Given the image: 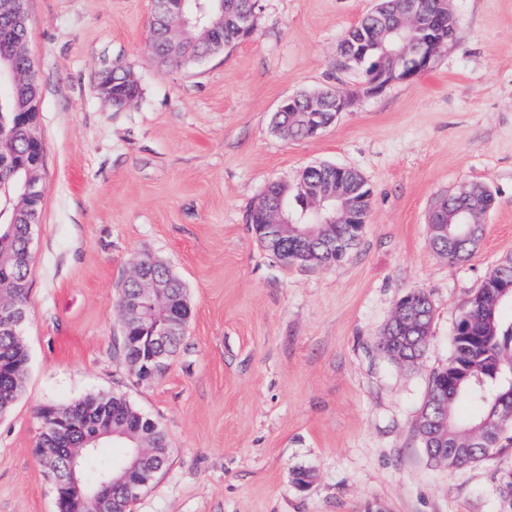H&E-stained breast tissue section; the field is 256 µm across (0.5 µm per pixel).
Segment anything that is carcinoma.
Returning <instances> with one entry per match:
<instances>
[{
  "label": "carcinoma",
  "mask_w": 512,
  "mask_h": 512,
  "mask_svg": "<svg viewBox=\"0 0 512 512\" xmlns=\"http://www.w3.org/2000/svg\"><path fill=\"white\" fill-rule=\"evenodd\" d=\"M13 2L16 5L14 12L0 7L2 61L14 55L17 41L27 39L28 19L21 17L26 12V0ZM410 4L411 0H390L386 12L379 14L372 10L367 13L349 30L352 44L360 43L368 28L374 25H395L407 13ZM255 7L256 0H164L166 19L154 14L150 20L152 59L160 67L179 68L223 51L246 38L249 33L247 24ZM16 65L29 71L32 79L0 97V159L13 155L21 162L34 150L29 145L26 128L16 122V109L24 96H39L40 82L32 60L18 59ZM108 94L112 96V106L121 109L138 99L141 89L124 67L116 64L112 66ZM334 116L335 113L321 109L317 101L300 91L295 99L282 102V110L274 115L273 126L283 137L308 138L321 132ZM23 181V172L0 167V225L11 228L10 233L0 234V295L15 299L26 318L31 257L27 256L29 224L27 208L21 199ZM324 187L331 192L341 189L358 190L363 196L370 193L356 171L329 169L325 163L305 168L293 185L271 181L264 188L249 212L248 221L257 242L276 260H282L286 251L291 265L295 256L305 252L312 264L335 266L343 262L338 253L315 239L300 237L299 232L308 228L318 236L345 239L361 235L358 224H334L324 230L312 224H291L283 230L281 248L269 244L266 211L286 208L289 214L296 216ZM435 249L451 262H462L472 254L474 246L463 238L462 229L453 224L448 228V236L435 242ZM150 270L169 283L168 293L173 302L169 309H151L153 319L158 321L176 310H186L187 294L183 281L170 268L154 264ZM507 285H512V258L496 264L487 273L485 284L470 297L454 327L447 364L433 370L428 378L427 391L441 390L448 395V425L441 428L428 423L431 408L427 399L417 419L415 435L422 448L448 449V459L443 464L450 469L489 461L512 449V415L501 418L498 410L499 397L512 390V322L507 324L499 316L501 306L508 300L495 297L497 289ZM412 340L414 337L401 333L385 334L379 341V348L391 361L412 366L429 344L426 339L413 349ZM28 363L24 332L0 331L1 414L9 411L22 395L25 386L23 370ZM56 409L58 414L72 416L84 426L103 422L116 433L112 438L100 440L98 448L93 450L83 441L80 428L37 440L38 448L54 449L68 444L75 454L76 477L88 490H96L102 480L112 477V469L123 459L124 447L132 445V437L142 439L156 449L155 473L165 468L168 451L165 431L158 424H147V416L124 395H91L79 403L58 405ZM114 442L122 448L110 455L105 448ZM485 448L493 449V456H487L483 452ZM40 462L45 472L65 478V462L56 453L40 457Z\"/></svg>",
  "instance_id": "carcinoma-1"
}]
</instances>
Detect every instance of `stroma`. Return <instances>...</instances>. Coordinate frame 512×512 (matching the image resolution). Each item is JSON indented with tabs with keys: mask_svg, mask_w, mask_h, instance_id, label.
I'll return each instance as SVG.
<instances>
[{
	"mask_svg": "<svg viewBox=\"0 0 512 512\" xmlns=\"http://www.w3.org/2000/svg\"><path fill=\"white\" fill-rule=\"evenodd\" d=\"M375 3L257 0L250 38L165 69L147 51L153 0H27L45 196L25 390L0 416V512H56L38 411L97 393L125 395L167 434V467L132 512H512L498 489L512 455L451 470L414 435L459 313L512 258V0H452L447 50L370 95L336 57ZM117 63L141 86L119 111L97 90ZM336 87L352 103L319 135L273 131L283 99ZM319 162L365 177V232L336 266L281 264L249 209L270 181ZM474 184L495 208L481 246L452 263L431 245L429 212ZM146 254L184 281L193 310L179 355L150 384L117 343L120 286ZM413 289L435 314L409 368L378 342ZM300 469L314 476L303 489Z\"/></svg>",
	"mask_w": 512,
	"mask_h": 512,
	"instance_id": "stroma-1",
	"label": "stroma"
}]
</instances>
